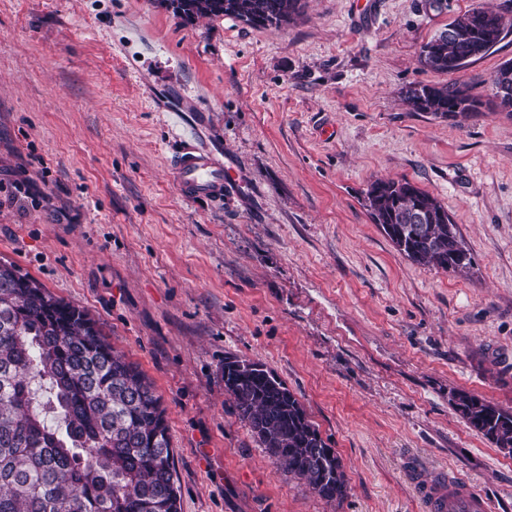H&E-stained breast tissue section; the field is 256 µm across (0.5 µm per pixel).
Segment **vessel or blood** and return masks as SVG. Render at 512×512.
Here are the masks:
<instances>
[{
	"mask_svg": "<svg viewBox=\"0 0 512 512\" xmlns=\"http://www.w3.org/2000/svg\"><path fill=\"white\" fill-rule=\"evenodd\" d=\"M183 143L172 168L184 197L219 201L241 193L244 188L241 174L225 164L215 151L199 146L194 127L185 128ZM441 481L437 473L416 480L429 512H491L489 500L474 487L452 483L444 489Z\"/></svg>",
	"mask_w": 512,
	"mask_h": 512,
	"instance_id": "b4317fda",
	"label": "vessel or blood"
}]
</instances>
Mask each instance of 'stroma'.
Here are the masks:
<instances>
[{"instance_id":"stroma-1","label":"stroma","mask_w":512,"mask_h":512,"mask_svg":"<svg viewBox=\"0 0 512 512\" xmlns=\"http://www.w3.org/2000/svg\"><path fill=\"white\" fill-rule=\"evenodd\" d=\"M506 0H301L288 24L186 22L160 0H0V260L87 311L166 408L181 512H424L415 473L512 512V454L463 390L512 411V115L411 111L424 44ZM512 28L459 72L489 99ZM241 195L181 197L170 108ZM406 179L447 208L464 274L401 255L364 206ZM262 363L340 456L336 505L290 479L224 393ZM454 406L466 424L497 448L512 454V412L466 391L453 395Z\"/></svg>"}]
</instances>
